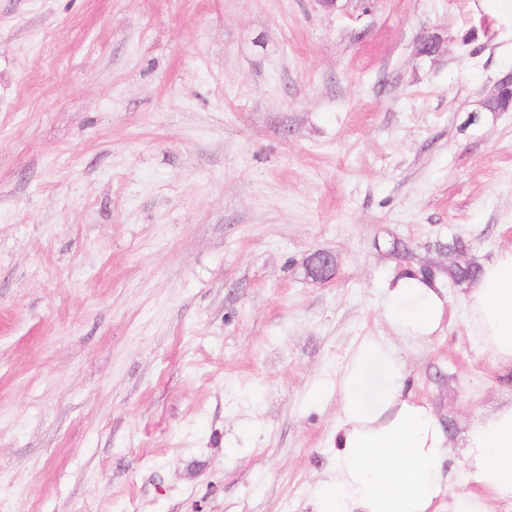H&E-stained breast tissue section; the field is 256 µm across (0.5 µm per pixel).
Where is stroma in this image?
Listing matches in <instances>:
<instances>
[{"label": "stroma", "instance_id": "35a3bbf8", "mask_svg": "<svg viewBox=\"0 0 512 512\" xmlns=\"http://www.w3.org/2000/svg\"><path fill=\"white\" fill-rule=\"evenodd\" d=\"M510 71L512 0H0V512H310L392 241L512 245ZM447 294L456 450L512 384Z\"/></svg>", "mask_w": 512, "mask_h": 512}]
</instances>
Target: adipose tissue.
I'll return each mask as SVG.
<instances>
[{
  "label": "adipose tissue",
  "instance_id": "obj_1",
  "mask_svg": "<svg viewBox=\"0 0 512 512\" xmlns=\"http://www.w3.org/2000/svg\"><path fill=\"white\" fill-rule=\"evenodd\" d=\"M463 307L476 350L512 381V246L483 261ZM447 308L431 280L400 273L381 289V313L396 339H429ZM407 378L394 341L358 343L337 386L335 463L310 494L311 512H439L460 479L479 491L462 494L458 512H512V399L466 429L457 475L444 468L452 450L441 420Z\"/></svg>",
  "mask_w": 512,
  "mask_h": 512
}]
</instances>
